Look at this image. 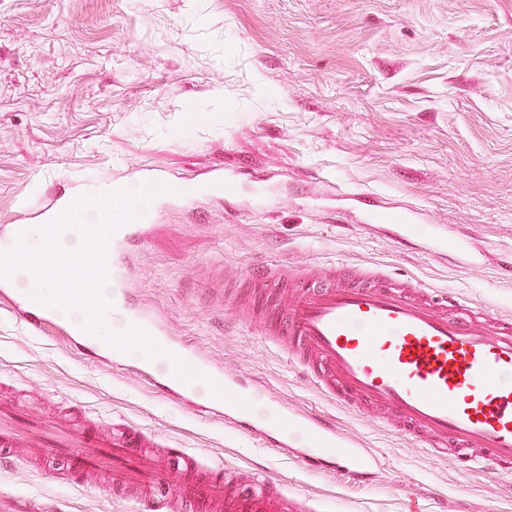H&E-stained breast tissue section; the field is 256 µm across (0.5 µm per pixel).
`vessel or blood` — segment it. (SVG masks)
I'll use <instances>...</instances> for the list:
<instances>
[{
  "mask_svg": "<svg viewBox=\"0 0 512 512\" xmlns=\"http://www.w3.org/2000/svg\"><path fill=\"white\" fill-rule=\"evenodd\" d=\"M155 219V210H144L116 231L107 251L112 303L107 319L143 329L172 355L161 366L137 357V371L191 402L193 383L174 374L172 360L180 358L236 394L232 402L210 397L202 409L238 430L266 437L270 447L298 448L312 464L334 467L358 480L379 477L384 465L374 450L320 415L272 398L268 404L275 420L253 417L257 382L225 378L221 364L176 338L153 310L133 303L128 272ZM418 221L416 212L397 210L390 223L373 225L372 230L434 255L444 257L453 250L469 257L467 244L449 240L444 225H432L427 236L415 237ZM23 280L21 288L15 280H0V298L8 299L32 325L55 327L83 347L111 357V346L63 318L59 310L32 299V275ZM245 301L263 316L268 340L325 398L423 440L436 456L484 462L495 472L512 473L511 316L490 314L454 292L372 269L347 277L332 268L304 273L269 266L250 279ZM146 439L138 429L104 433L0 405V448H38L63 457L71 476L96 471L107 484L166 481L179 486L181 499L199 505L223 500L224 512H305L301 501L271 487L241 493L225 486L218 474L182 480L176 463L181 449L147 458L139 452Z\"/></svg>",
  "mask_w": 512,
  "mask_h": 512,
  "instance_id": "vessel-or-blood-1",
  "label": "vessel or blood"
}]
</instances>
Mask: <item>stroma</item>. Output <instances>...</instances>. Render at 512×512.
Returning a JSON list of instances; mask_svg holds the SVG:
<instances>
[{"instance_id": "obj_1", "label": "stroma", "mask_w": 512, "mask_h": 512, "mask_svg": "<svg viewBox=\"0 0 512 512\" xmlns=\"http://www.w3.org/2000/svg\"><path fill=\"white\" fill-rule=\"evenodd\" d=\"M217 166L242 180L227 199L165 209L133 288L227 375L366 440L383 478L310 469L4 307L0 399L146 431L234 483L262 474L309 512H512V474L463 469L323 398L215 292L269 262L359 266L512 314V0H0V225L86 179L146 168L188 182ZM266 175L269 206L238 209ZM346 193L447 225L472 264L395 246L358 210L337 223ZM64 469L14 449L0 494L137 512L122 488L64 483Z\"/></svg>"}]
</instances>
